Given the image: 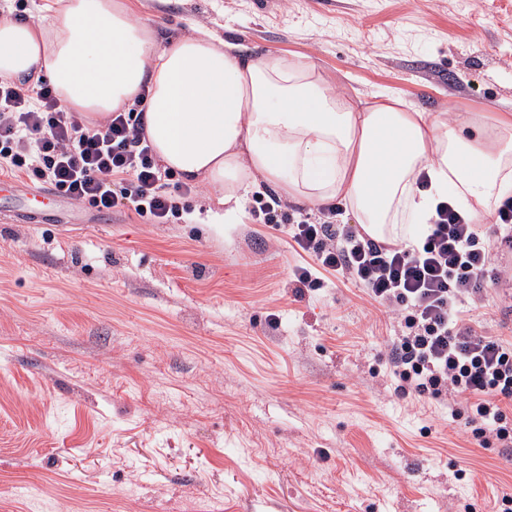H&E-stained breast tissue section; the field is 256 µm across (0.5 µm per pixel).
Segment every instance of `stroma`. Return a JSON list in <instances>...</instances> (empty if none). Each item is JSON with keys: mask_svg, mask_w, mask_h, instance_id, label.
Listing matches in <instances>:
<instances>
[{"mask_svg": "<svg viewBox=\"0 0 512 512\" xmlns=\"http://www.w3.org/2000/svg\"><path fill=\"white\" fill-rule=\"evenodd\" d=\"M134 3L165 36L310 57L341 94L512 113V0ZM216 196L181 224L0 219V512H497L512 447L396 396V319L329 274L296 290L285 229L214 223Z\"/></svg>", "mask_w": 512, "mask_h": 512, "instance_id": "1", "label": "stroma"}]
</instances>
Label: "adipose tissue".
<instances>
[{"instance_id": "adipose-tissue-1", "label": "adipose tissue", "mask_w": 512, "mask_h": 512, "mask_svg": "<svg viewBox=\"0 0 512 512\" xmlns=\"http://www.w3.org/2000/svg\"><path fill=\"white\" fill-rule=\"evenodd\" d=\"M0 75L47 78L89 125L142 99L159 164L216 188L228 219L265 185L343 203L371 239L407 245L446 198L482 222L512 194V113L365 104L307 56L246 53L202 25L161 40L130 0H54L40 24L0 23Z\"/></svg>"}]
</instances>
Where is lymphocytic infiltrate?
<instances>
[{
    "label": "lymphocytic infiltrate",
    "mask_w": 512,
    "mask_h": 512,
    "mask_svg": "<svg viewBox=\"0 0 512 512\" xmlns=\"http://www.w3.org/2000/svg\"><path fill=\"white\" fill-rule=\"evenodd\" d=\"M46 184L98 212L122 207L152 224L181 220L180 201L191 186L158 167L137 107L86 126L61 109L53 88L40 81L20 87L0 76V171ZM337 204L301 212L280 198H256L255 223L287 225L296 249L314 257L295 266L297 288L321 286L320 272L365 288L393 314L400 334L387 346L397 396L446 401L448 414L481 448L512 447V342L465 322L477 306L491 263L488 237L459 208L437 205L416 245L378 244L352 224L339 223Z\"/></svg>",
    "instance_id": "lymphocytic-infiltrate-1"
}]
</instances>
